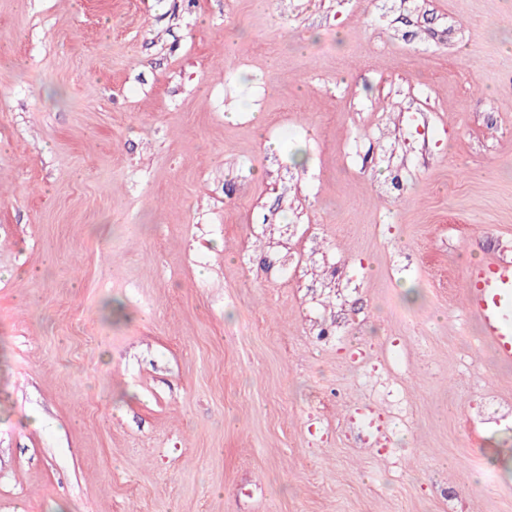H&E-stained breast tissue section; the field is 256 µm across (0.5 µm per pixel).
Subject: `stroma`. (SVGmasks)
I'll use <instances>...</instances> for the list:
<instances>
[{"label":"stroma","mask_w":512,"mask_h":512,"mask_svg":"<svg viewBox=\"0 0 512 512\" xmlns=\"http://www.w3.org/2000/svg\"><path fill=\"white\" fill-rule=\"evenodd\" d=\"M512 0H0V512H512ZM465 313L480 324L481 337L498 361L512 365V259L491 255L463 274Z\"/></svg>","instance_id":"35a3bbf8"}]
</instances>
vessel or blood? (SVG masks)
I'll return each instance as SVG.
<instances>
[{"mask_svg":"<svg viewBox=\"0 0 512 512\" xmlns=\"http://www.w3.org/2000/svg\"><path fill=\"white\" fill-rule=\"evenodd\" d=\"M465 312L480 324L498 361L512 365V259L491 255L463 274Z\"/></svg>","mask_w":512,"mask_h":512,"instance_id":"1","label":"vessel or blood"}]
</instances>
